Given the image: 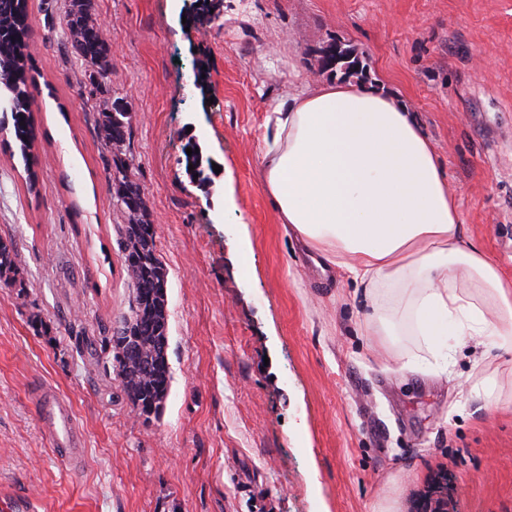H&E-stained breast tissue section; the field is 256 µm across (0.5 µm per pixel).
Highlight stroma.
I'll use <instances>...</instances> for the list:
<instances>
[{
	"label": "stroma",
	"mask_w": 512,
	"mask_h": 512,
	"mask_svg": "<svg viewBox=\"0 0 512 512\" xmlns=\"http://www.w3.org/2000/svg\"><path fill=\"white\" fill-rule=\"evenodd\" d=\"M28 0L39 180L0 132V496L36 512H512V349L376 336L362 288L280 223L260 180L269 106L298 79L334 82L319 52L359 57L355 82L414 112L459 218L512 278V0H223L185 28L184 0H96L126 104L130 175L169 270L162 411L139 418L108 344L133 287L95 125L102 103L59 19ZM195 141L220 167L195 180ZM248 258L249 274L240 270ZM49 385L83 438L66 461L33 406ZM14 243L0 239V281L9 283L16 280L19 268L16 262Z\"/></svg>",
	"instance_id": "obj_1"
}]
</instances>
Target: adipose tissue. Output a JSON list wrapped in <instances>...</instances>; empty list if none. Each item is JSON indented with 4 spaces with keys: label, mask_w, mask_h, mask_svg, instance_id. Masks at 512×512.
I'll list each match as a JSON object with an SVG mask.
<instances>
[{
    "label": "adipose tissue",
    "mask_w": 512,
    "mask_h": 512,
    "mask_svg": "<svg viewBox=\"0 0 512 512\" xmlns=\"http://www.w3.org/2000/svg\"><path fill=\"white\" fill-rule=\"evenodd\" d=\"M260 166L281 223L382 308L437 337L512 346V280L465 236L459 202L412 112L351 82L308 86L270 108Z\"/></svg>",
    "instance_id": "ef3b65f1"
}]
</instances>
